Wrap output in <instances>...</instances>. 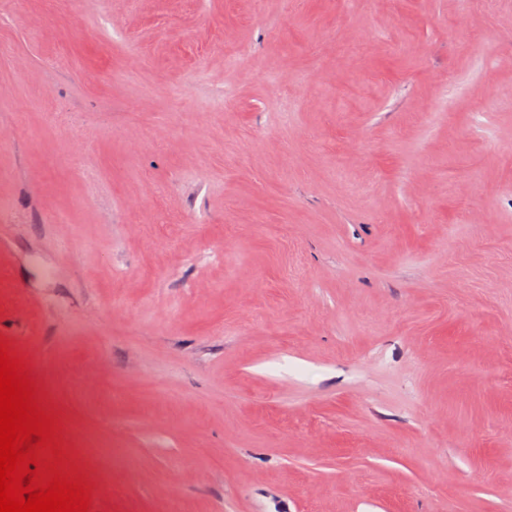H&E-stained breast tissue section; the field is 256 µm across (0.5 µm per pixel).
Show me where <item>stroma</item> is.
I'll return each instance as SVG.
<instances>
[{"label": "stroma", "instance_id": "35a3bbf8", "mask_svg": "<svg viewBox=\"0 0 512 512\" xmlns=\"http://www.w3.org/2000/svg\"><path fill=\"white\" fill-rule=\"evenodd\" d=\"M509 183L512 0H0V336L91 512H512Z\"/></svg>", "mask_w": 512, "mask_h": 512}]
</instances>
